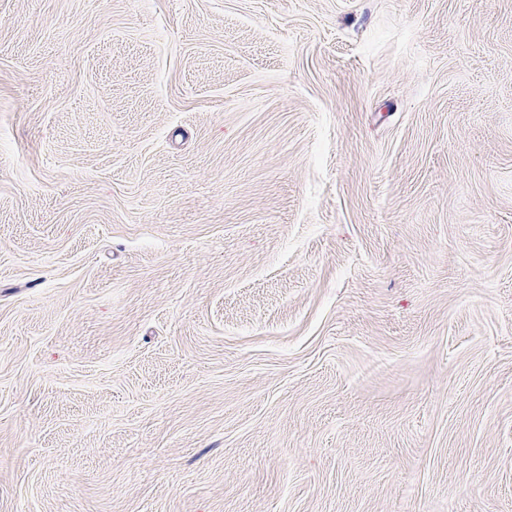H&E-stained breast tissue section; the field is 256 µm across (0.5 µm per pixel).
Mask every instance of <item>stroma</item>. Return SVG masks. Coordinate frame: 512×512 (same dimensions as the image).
Returning <instances> with one entry per match:
<instances>
[{"instance_id":"obj_1","label":"stroma","mask_w":512,"mask_h":512,"mask_svg":"<svg viewBox=\"0 0 512 512\" xmlns=\"http://www.w3.org/2000/svg\"><path fill=\"white\" fill-rule=\"evenodd\" d=\"M0 512H512V0H0Z\"/></svg>"}]
</instances>
